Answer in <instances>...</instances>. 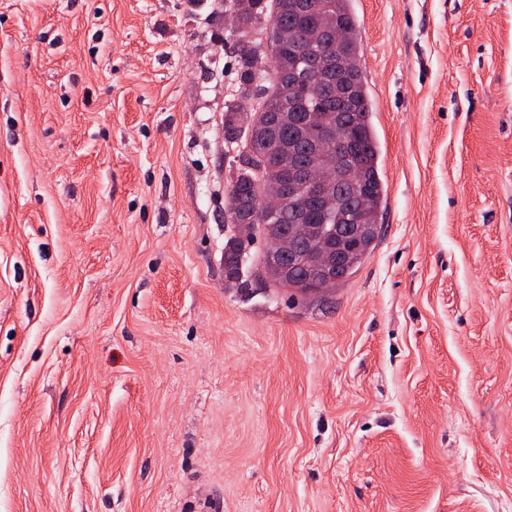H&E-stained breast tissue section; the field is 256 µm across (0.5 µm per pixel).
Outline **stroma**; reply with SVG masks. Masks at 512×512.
Listing matches in <instances>:
<instances>
[{
  "label": "stroma",
  "instance_id": "35a3bbf8",
  "mask_svg": "<svg viewBox=\"0 0 512 512\" xmlns=\"http://www.w3.org/2000/svg\"><path fill=\"white\" fill-rule=\"evenodd\" d=\"M225 0H0V512H512V0H353L386 202L224 280Z\"/></svg>",
  "mask_w": 512,
  "mask_h": 512
}]
</instances>
